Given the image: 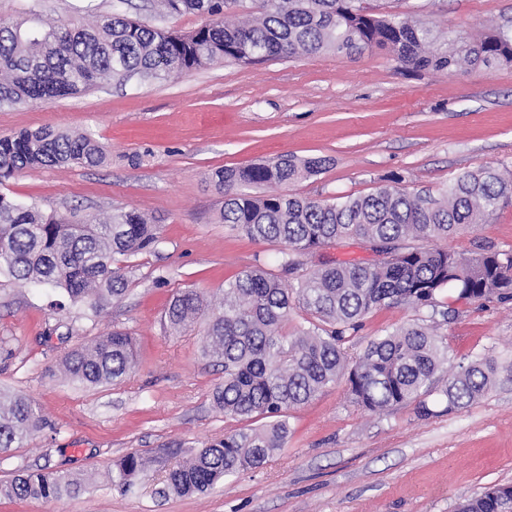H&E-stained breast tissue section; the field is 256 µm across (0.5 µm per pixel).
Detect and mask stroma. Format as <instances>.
Returning a JSON list of instances; mask_svg holds the SVG:
<instances>
[{
    "label": "stroma",
    "instance_id": "stroma-1",
    "mask_svg": "<svg viewBox=\"0 0 512 512\" xmlns=\"http://www.w3.org/2000/svg\"><path fill=\"white\" fill-rule=\"evenodd\" d=\"M359 3L412 17L439 36L474 41L512 31V0ZM117 10L182 33L204 22L188 12L159 15L155 0H0V18L26 12L46 27L91 26ZM42 127L91 134L109 158L99 167L26 169L0 182V193L81 217L135 209L159 225L160 243L120 258L127 294L94 319L79 306L53 308L50 288L0 277V390L31 398L43 416L40 429L0 453V481L63 470L85 484L58 501L2 499L0 512H456L486 486H512V299L467 301L453 290L444 295L453 312L439 323L452 364L478 356L499 363L495 384L468 407L445 413L438 382L426 398L432 416L410 405L371 415L351 403L341 380L292 411L285 448L207 493L159 497V466L130 492L112 485L127 453L200 448L235 426L212 402L224 371L201 352L203 323L178 333L164 323L180 290L216 299L243 270L279 269L273 247L222 223L215 171L284 154L321 157L323 170L287 191L330 202L370 194L395 174L405 191L436 193L480 166L512 172V63L412 71L381 50L227 61L0 108V137ZM482 245L512 253V206L444 243L467 255ZM425 316L404 305L374 311L346 351L356 355L370 338ZM115 329L136 342V364L122 382L89 387L62 373L75 346Z\"/></svg>",
    "mask_w": 512,
    "mask_h": 512
}]
</instances>
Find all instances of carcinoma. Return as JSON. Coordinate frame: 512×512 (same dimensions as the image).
I'll use <instances>...</instances> for the list:
<instances>
[{
	"label": "carcinoma",
	"mask_w": 512,
	"mask_h": 512,
	"mask_svg": "<svg viewBox=\"0 0 512 512\" xmlns=\"http://www.w3.org/2000/svg\"><path fill=\"white\" fill-rule=\"evenodd\" d=\"M357 0H159L165 13L193 12L208 22L191 33L168 31L119 13L96 24L67 23L48 30L35 18L0 19V107L50 102L101 82L138 74L159 80L224 60L300 59L326 52L362 55L387 52L412 69L448 70L467 64L512 63V34L498 30L457 46L423 23L398 14H369ZM248 12L232 23L226 11ZM107 151L88 134L44 127L0 137V183L39 166L96 167ZM320 158L283 155L271 163L224 168L215 185L224 195L221 220L230 230L279 248L281 273L260 266L224 283L217 305L199 291L177 292L165 310L178 330L214 310L204 352L224 367L213 392L224 418L240 427L224 440L190 449L165 448L162 457L189 453L167 473L164 493H203L224 478L263 465L285 447L290 411L308 403L340 379L351 403L381 415L415 404L430 416L422 396L430 393L448 363V347L435 317L447 288L476 301L512 297V254L489 247L470 256L409 241L446 240L462 226L488 224L512 205V173L478 167L453 178L438 195L407 193L401 177L359 197L327 202L287 194L281 187L316 175ZM266 188L262 195L247 192ZM353 239L380 245L389 258L375 263L328 261L301 276L299 257ZM158 228L141 212L119 210L102 218L64 219L35 204L0 195V276L48 286L93 314L121 299L128 281L113 267L118 256L154 249ZM409 305L430 311L429 323H413L369 340L350 356L349 331L383 306ZM307 326L288 334L291 311ZM134 363V338L112 330L64 358V372L87 385L116 383ZM499 365L480 357L448 373L443 395L452 412L478 400L494 383ZM37 405L19 394H0V452L39 429ZM146 474L135 451L112 471V484L129 491ZM83 491L82 482L61 472H20L0 483V498L59 500ZM458 512H512V486L491 485L460 504Z\"/></svg>",
	"instance_id": "1"
}]
</instances>
